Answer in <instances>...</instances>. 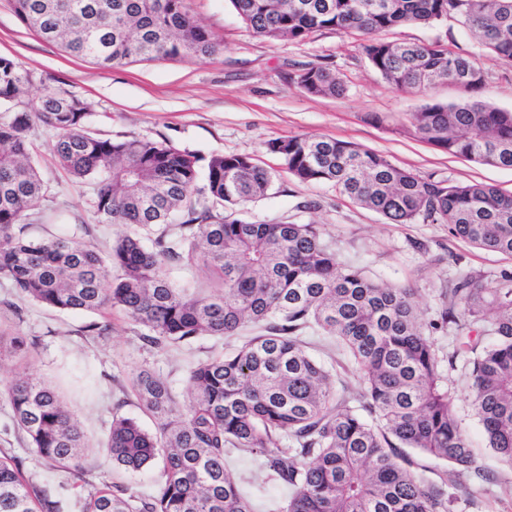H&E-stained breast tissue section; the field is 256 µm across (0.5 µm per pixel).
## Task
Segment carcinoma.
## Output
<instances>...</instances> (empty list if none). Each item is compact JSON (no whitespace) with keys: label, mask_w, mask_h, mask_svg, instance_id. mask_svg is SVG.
<instances>
[{"label":"carcinoma","mask_w":512,"mask_h":512,"mask_svg":"<svg viewBox=\"0 0 512 512\" xmlns=\"http://www.w3.org/2000/svg\"><path fill=\"white\" fill-rule=\"evenodd\" d=\"M241 20L271 40L319 29L356 31L363 54L388 83L425 90L440 82L474 90L485 82L471 59L439 43L389 42L380 33L453 17L498 57L512 60V0H231ZM21 22L66 53L102 67L207 60L223 52L186 0H13ZM292 81L313 96H338L340 77L310 64ZM29 72L0 57V280L47 309L98 313L82 331L106 336L119 313L152 348L202 336L261 333L237 351L191 368L188 403L166 380L141 370L137 404L155 420L112 418L107 454L130 472L162 458L156 491L140 497L104 479L79 512H254L226 467L229 448L262 457L268 480L288 489L276 512H452L461 493L490 473L477 465L457 417L434 333L455 325L464 343L472 402L488 445L512 468V274L490 291L463 275L437 317L419 319L416 292L368 278L344 263L314 223H268L237 207L269 195L273 174L239 154L208 157L147 139L89 134L86 104L46 88L22 100ZM426 143L483 165L512 169V111L481 102L428 104L408 117ZM56 133L53 161L93 191L102 224H122L106 252L76 235H26L22 219L43 197L29 132ZM267 149L301 182L330 183L391 224H446L479 249L512 258V195L482 183L450 184L393 165L384 156L327 137L273 139ZM206 267L213 288L177 286L169 266ZM333 336L359 369L353 394L308 353L304 330ZM492 341L485 344L482 337ZM19 437L43 464L81 476L83 433L72 408L45 381L0 389ZM446 465L436 482L409 451ZM53 495L14 455L0 457V512H63L71 484Z\"/></svg>","instance_id":"1"}]
</instances>
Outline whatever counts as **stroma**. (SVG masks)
<instances>
[{"label": "stroma", "instance_id": "1", "mask_svg": "<svg viewBox=\"0 0 512 512\" xmlns=\"http://www.w3.org/2000/svg\"><path fill=\"white\" fill-rule=\"evenodd\" d=\"M195 19L223 47L204 61L137 62L111 69L76 59L28 29L12 0H0V56L31 72L26 100L37 106L44 87L72 93L88 106L90 132L114 139L144 138L167 142L201 155L240 154L272 170L275 181L267 198L248 204L246 219L260 222L321 224L342 260L363 268L372 279L414 288L419 316L428 321L441 307L440 292L469 273L488 289L497 288L502 272H512V258L477 249L452 236L447 225L418 221L390 224L326 183H304L288 175L280 159L266 149L268 140L296 135L328 137L356 143L386 157L397 167L452 183H485L512 194V169L481 165L427 144L408 129V116L432 103L479 101L512 110V61L478 44L453 19L430 25L405 24L383 32L388 41L440 42L474 59L486 76L477 91L444 83L426 90H400L389 84L362 54L356 32L322 29L301 40H270L243 23L231 0H187ZM310 64L329 66L345 91L336 97L311 96L290 80ZM35 159L47 191L27 218L31 234H76L107 249L122 233L118 224L98 223L87 186L72 182L52 161L55 134L38 126L32 132ZM14 300L15 309L5 306ZM92 317L61 313L14 298L0 283V332L24 336L29 353L21 358L0 351V380L31 376L51 383L74 409L88 448L87 480L112 477L137 495L155 490L150 472L128 474L113 468L105 448L113 415L138 418L146 429L153 420L137 406L131 379L142 369L167 380L178 401H185L190 367L213 353L229 351L257 335L255 327L216 340L210 336L179 347L145 346L137 329L122 315L111 318L109 336L82 333ZM310 353L337 373L349 389L363 386L360 373L334 343L307 332ZM448 385L462 426L490 484L472 485L453 512H512V471L489 448L475 414L464 362L447 371ZM25 458L34 480L56 490L59 477L37 464L14 430L12 412L0 397V449ZM228 464L244 491L259 507L284 501L286 490L269 483L255 456L231 451Z\"/></svg>", "mask_w": 512, "mask_h": 512}]
</instances>
